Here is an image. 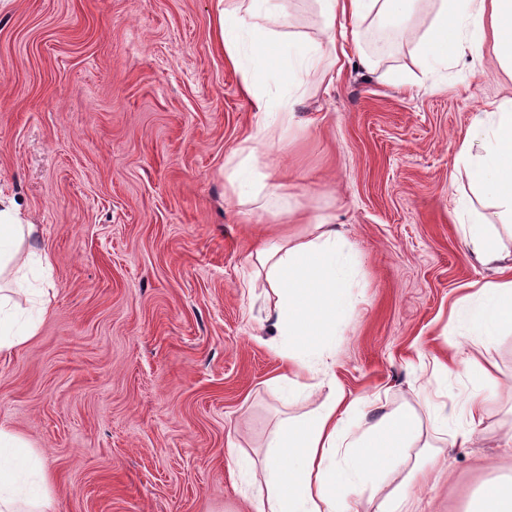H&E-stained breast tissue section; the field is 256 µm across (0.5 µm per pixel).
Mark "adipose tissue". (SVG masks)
I'll return each instance as SVG.
<instances>
[{
  "label": "adipose tissue",
  "instance_id": "1",
  "mask_svg": "<svg viewBox=\"0 0 512 512\" xmlns=\"http://www.w3.org/2000/svg\"><path fill=\"white\" fill-rule=\"evenodd\" d=\"M421 0H317L323 39L291 31L288 0H218L216 35L225 60L242 75V89L261 116L260 137L236 149L226 177L225 193L239 204L273 201L286 184L267 174L251 180L260 150L282 147L296 124L293 101L270 106L269 85L299 86L305 75L335 67L339 20L413 26ZM491 49L501 68L512 76V0H438L422 31L417 58L422 66H444L465 55ZM455 167L501 215L512 219V99L496 111L476 113L459 141ZM456 211L465 245L475 261L492 269L464 300L463 320L479 338H492L512 326V277L500 236L466 203ZM36 225L24 222L13 203L0 200V279H16L30 261L49 262L32 240ZM355 249L327 219L312 221L304 235L258 242L250 255L255 277L264 279L274 297V327L288 339L282 353L290 368L284 379L289 397L301 395L312 369L310 357L334 338L353 306ZM36 321L19 322L11 297L0 291V353L35 336ZM374 417L358 436L347 434L351 418ZM421 441L415 414H377L373 401L346 400L331 391L328 401L307 415L282 419L272 431L262 461L243 457L241 469H262L263 483L249 501L250 512H358L346 487H362L397 466L405 449ZM0 512H56L48 476L36 452L21 437L0 426Z\"/></svg>",
  "mask_w": 512,
  "mask_h": 512
}]
</instances>
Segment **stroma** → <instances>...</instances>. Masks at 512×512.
Wrapping results in <instances>:
<instances>
[{
  "label": "stroma",
  "instance_id": "stroma-1",
  "mask_svg": "<svg viewBox=\"0 0 512 512\" xmlns=\"http://www.w3.org/2000/svg\"><path fill=\"white\" fill-rule=\"evenodd\" d=\"M216 0H0V198L39 228L51 309L35 336L0 354V425L41 456L59 512H247L277 421L328 394L309 375L285 400L272 293L249 287L253 242L289 209L327 217L355 245L354 305L325 352L348 397L403 409L433 437L428 405L480 393L481 424L417 492L420 512H466L512 479V330L488 341L450 314L492 278L455 221L467 188L456 143L476 112L512 98L491 51L419 83L416 38L385 31L372 70L305 79L287 147L259 157L285 173L288 202L224 196L225 166L258 129L215 36ZM460 347L447 382L431 360ZM492 365L468 374V360ZM422 456L359 494L360 512L403 484Z\"/></svg>",
  "mask_w": 512,
  "mask_h": 512
}]
</instances>
